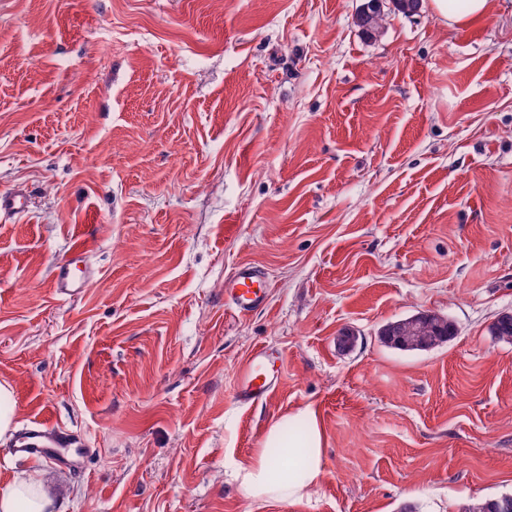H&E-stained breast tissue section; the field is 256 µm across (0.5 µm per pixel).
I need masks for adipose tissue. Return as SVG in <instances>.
<instances>
[{
	"label": "adipose tissue",
	"instance_id": "ef3b65f1",
	"mask_svg": "<svg viewBox=\"0 0 512 512\" xmlns=\"http://www.w3.org/2000/svg\"><path fill=\"white\" fill-rule=\"evenodd\" d=\"M491 0H428L430 13L440 22L454 26L488 15ZM304 455H296L294 444L280 424H272L261 448L240 463L237 479L251 498L284 501L308 494L321 476L322 434L310 426ZM0 512H59L37 471L16 474L0 491Z\"/></svg>",
	"mask_w": 512,
	"mask_h": 512
}]
</instances>
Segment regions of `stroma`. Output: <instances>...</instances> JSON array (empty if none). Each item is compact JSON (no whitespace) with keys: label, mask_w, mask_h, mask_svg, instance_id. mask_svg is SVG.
Returning a JSON list of instances; mask_svg holds the SVG:
<instances>
[{"label":"stroma","mask_w":512,"mask_h":512,"mask_svg":"<svg viewBox=\"0 0 512 512\" xmlns=\"http://www.w3.org/2000/svg\"><path fill=\"white\" fill-rule=\"evenodd\" d=\"M362 0H0V378L62 512H462L512 494V0L374 36ZM88 240L80 298L51 284ZM267 305L224 303L237 266ZM431 311L450 342L403 351ZM357 338L338 346L341 332ZM279 385L233 399L256 349ZM323 436L313 492L263 501L268 428ZM28 209V200L25 194L19 190L8 193H0V219L14 217ZM5 221V220H4ZM430 313L432 312H419L386 324L378 332L379 341L385 346L399 349L397 344L402 336H418L411 335L412 328H420V343L425 350L440 347L451 341L457 333L455 324L445 316ZM14 452L17 457H48L59 455L71 448H79V441L74 435L60 428H46L43 423L33 422L24 429L15 440ZM83 459L87 454L86 448H79Z\"/></svg>","instance_id":"stroma-1"}]
</instances>
